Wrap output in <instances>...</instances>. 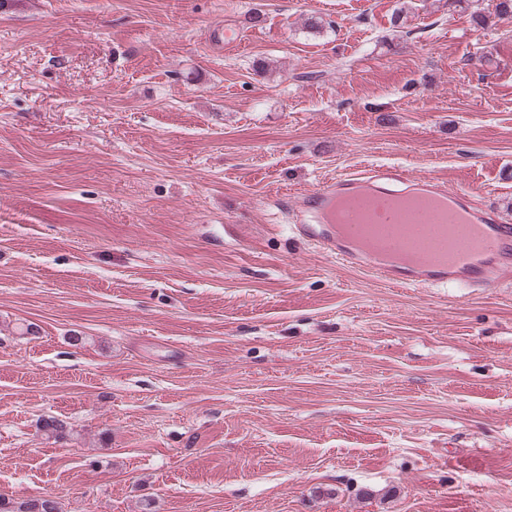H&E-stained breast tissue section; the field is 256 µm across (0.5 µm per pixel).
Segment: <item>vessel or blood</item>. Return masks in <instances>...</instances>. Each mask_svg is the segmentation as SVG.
Here are the masks:
<instances>
[{
  "mask_svg": "<svg viewBox=\"0 0 512 512\" xmlns=\"http://www.w3.org/2000/svg\"><path fill=\"white\" fill-rule=\"evenodd\" d=\"M402 198L423 200L430 209L409 215L420 234L401 243L398 257L389 256L385 244L349 238L332 219L342 201L379 213ZM302 206L312 221L299 225L301 234L338 263L392 286L488 288L512 282V219L475 207L467 192L435 179L414 178L397 168L365 167L306 191Z\"/></svg>",
  "mask_w": 512,
  "mask_h": 512,
  "instance_id": "vessel-or-blood-1",
  "label": "vessel or blood"
}]
</instances>
